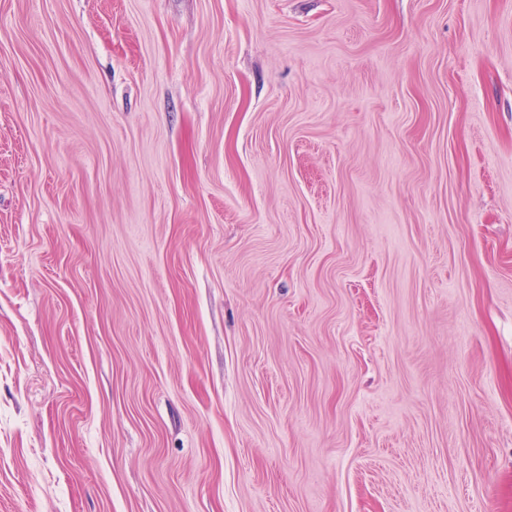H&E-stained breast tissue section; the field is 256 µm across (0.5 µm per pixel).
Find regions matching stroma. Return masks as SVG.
Returning a JSON list of instances; mask_svg holds the SVG:
<instances>
[{
  "label": "stroma",
  "mask_w": 512,
  "mask_h": 512,
  "mask_svg": "<svg viewBox=\"0 0 512 512\" xmlns=\"http://www.w3.org/2000/svg\"><path fill=\"white\" fill-rule=\"evenodd\" d=\"M0 512H512V0H0Z\"/></svg>",
  "instance_id": "obj_1"
}]
</instances>
